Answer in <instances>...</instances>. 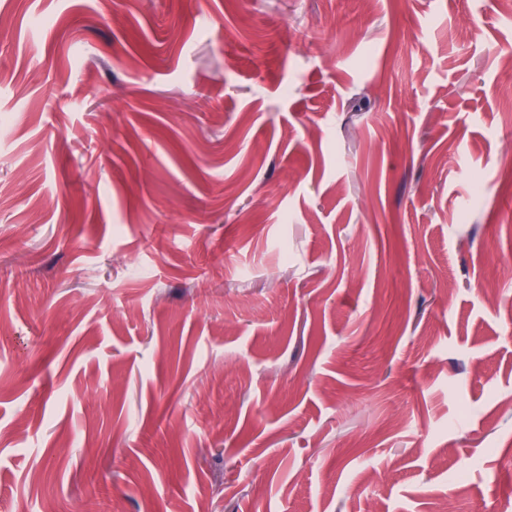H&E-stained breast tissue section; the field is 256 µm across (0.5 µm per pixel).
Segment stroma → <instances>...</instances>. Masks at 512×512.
Wrapping results in <instances>:
<instances>
[{
  "label": "stroma",
  "instance_id": "35a3bbf8",
  "mask_svg": "<svg viewBox=\"0 0 512 512\" xmlns=\"http://www.w3.org/2000/svg\"><path fill=\"white\" fill-rule=\"evenodd\" d=\"M509 42L0 0V512H512Z\"/></svg>",
  "mask_w": 512,
  "mask_h": 512
}]
</instances>
